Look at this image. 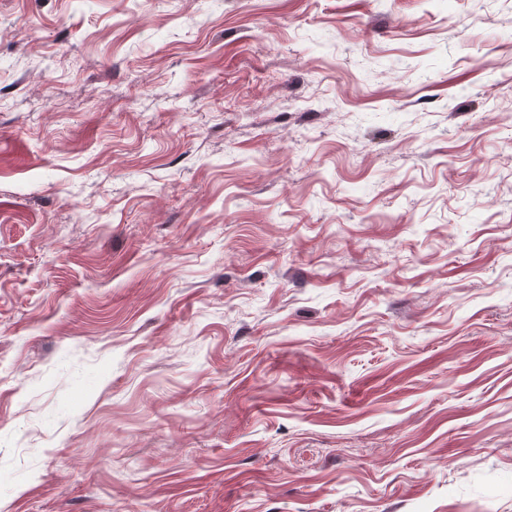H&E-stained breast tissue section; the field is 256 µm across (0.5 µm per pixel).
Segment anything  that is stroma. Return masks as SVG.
I'll use <instances>...</instances> for the list:
<instances>
[{
    "label": "stroma",
    "instance_id": "35a3bbf8",
    "mask_svg": "<svg viewBox=\"0 0 512 512\" xmlns=\"http://www.w3.org/2000/svg\"><path fill=\"white\" fill-rule=\"evenodd\" d=\"M0 512H512V0H0Z\"/></svg>",
    "mask_w": 512,
    "mask_h": 512
}]
</instances>
